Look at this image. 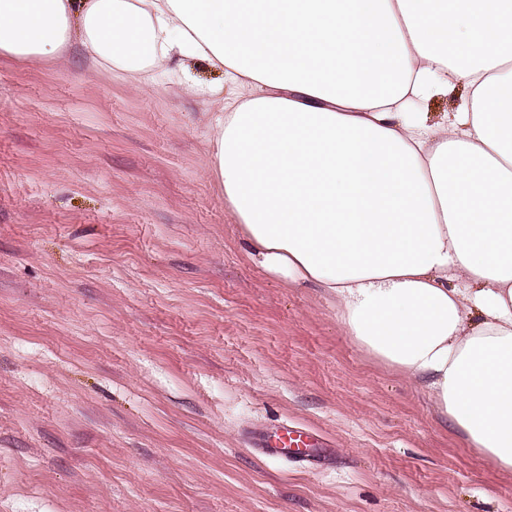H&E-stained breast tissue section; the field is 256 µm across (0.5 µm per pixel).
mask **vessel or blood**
<instances>
[{"instance_id": "vessel-or-blood-1", "label": "vessel or blood", "mask_w": 512, "mask_h": 512, "mask_svg": "<svg viewBox=\"0 0 512 512\" xmlns=\"http://www.w3.org/2000/svg\"><path fill=\"white\" fill-rule=\"evenodd\" d=\"M314 440L313 434L285 421L256 427L249 434L251 447L262 457L307 469L321 467L332 454L331 449L316 447Z\"/></svg>"}]
</instances>
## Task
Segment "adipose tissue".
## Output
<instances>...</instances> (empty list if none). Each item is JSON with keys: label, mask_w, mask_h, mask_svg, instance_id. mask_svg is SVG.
<instances>
[{"label": "adipose tissue", "mask_w": 512, "mask_h": 512, "mask_svg": "<svg viewBox=\"0 0 512 512\" xmlns=\"http://www.w3.org/2000/svg\"><path fill=\"white\" fill-rule=\"evenodd\" d=\"M77 45L209 98L250 258L334 298L359 348L512 470V0H0V55ZM460 85L440 120L419 111Z\"/></svg>", "instance_id": "obj_1"}]
</instances>
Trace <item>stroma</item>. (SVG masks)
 I'll return each instance as SVG.
<instances>
[{
  "label": "stroma",
  "instance_id": "35a3bbf8",
  "mask_svg": "<svg viewBox=\"0 0 512 512\" xmlns=\"http://www.w3.org/2000/svg\"><path fill=\"white\" fill-rule=\"evenodd\" d=\"M211 109L0 56V512H512V472L247 255ZM282 420L327 465L251 449Z\"/></svg>",
  "mask_w": 512,
  "mask_h": 512
}]
</instances>
